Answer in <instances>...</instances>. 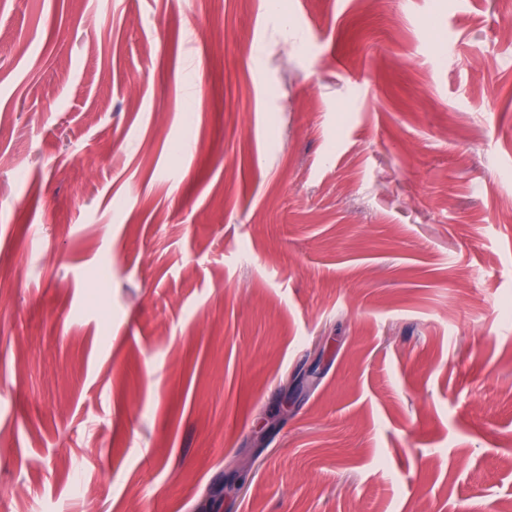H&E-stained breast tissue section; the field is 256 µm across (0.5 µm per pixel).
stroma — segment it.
<instances>
[{
	"mask_svg": "<svg viewBox=\"0 0 512 512\" xmlns=\"http://www.w3.org/2000/svg\"><path fill=\"white\" fill-rule=\"evenodd\" d=\"M0 34V512H512V0Z\"/></svg>",
	"mask_w": 512,
	"mask_h": 512,
	"instance_id": "obj_1",
	"label": "stroma"
}]
</instances>
